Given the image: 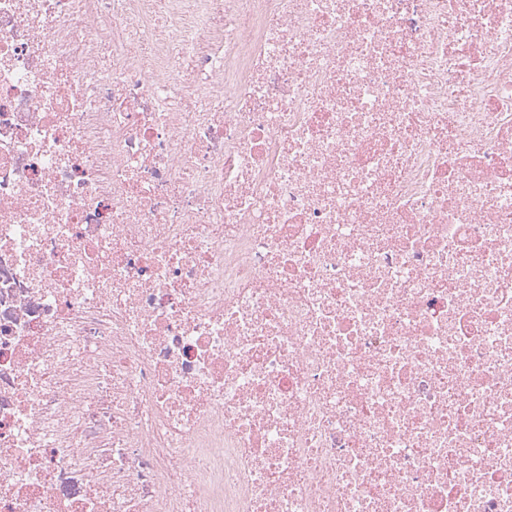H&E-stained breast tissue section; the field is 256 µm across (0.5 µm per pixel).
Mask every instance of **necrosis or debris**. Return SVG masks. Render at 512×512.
<instances>
[{
  "mask_svg": "<svg viewBox=\"0 0 512 512\" xmlns=\"http://www.w3.org/2000/svg\"><path fill=\"white\" fill-rule=\"evenodd\" d=\"M0 512H512V0H0Z\"/></svg>",
  "mask_w": 512,
  "mask_h": 512,
  "instance_id": "obj_1",
  "label": "necrosis or debris"
}]
</instances>
